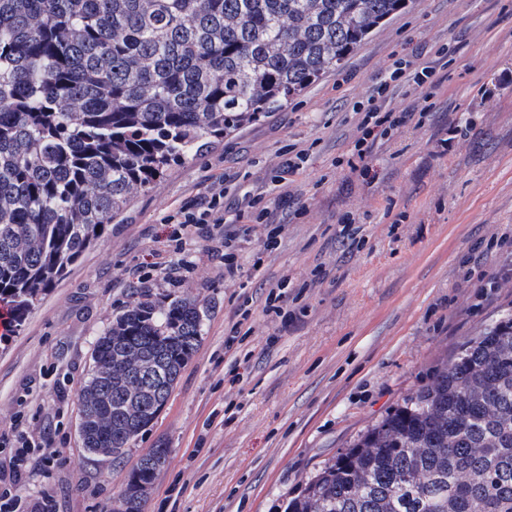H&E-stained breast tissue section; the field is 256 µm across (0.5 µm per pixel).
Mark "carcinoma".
Returning <instances> with one entry per match:
<instances>
[{"mask_svg":"<svg viewBox=\"0 0 512 512\" xmlns=\"http://www.w3.org/2000/svg\"><path fill=\"white\" fill-rule=\"evenodd\" d=\"M408 0H0V302L21 325L177 163L336 70ZM202 332L194 301L132 304L94 348L81 433L121 458ZM160 462L118 501L141 512ZM283 512H512V314L462 343Z\"/></svg>","mask_w":512,"mask_h":512,"instance_id":"obj_1","label":"carcinoma"}]
</instances>
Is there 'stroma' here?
Instances as JSON below:
<instances>
[{
  "instance_id": "35a3bbf8",
  "label": "stroma",
  "mask_w": 512,
  "mask_h": 512,
  "mask_svg": "<svg viewBox=\"0 0 512 512\" xmlns=\"http://www.w3.org/2000/svg\"><path fill=\"white\" fill-rule=\"evenodd\" d=\"M424 43L448 47V77L422 96L394 90L395 106L428 108L368 160L365 183L331 167L355 135L350 113L391 55ZM467 124L447 155L435 138ZM308 147L303 173L274 189L269 219L279 245L264 252L258 224H237L243 276L224 281L211 243L175 251L165 219L230 175L224 199L272 183L290 145ZM354 212L359 244L337 243ZM196 267L181 283L164 268L182 255ZM260 270H253L254 261ZM142 267L136 280L129 271ZM512 267V0H409L407 9L281 109L172 168L134 199L107 234L49 289L23 325L0 335V482L52 512H112L150 449L167 461L143 512H283L324 465L406 395L437 364L512 308V283L488 287ZM288 282L289 321L264 311L270 283ZM195 300L202 336L155 419L112 460L89 453L78 397L95 342L133 300ZM253 332L224 349L235 315ZM46 437L59 455L12 441Z\"/></svg>"
}]
</instances>
